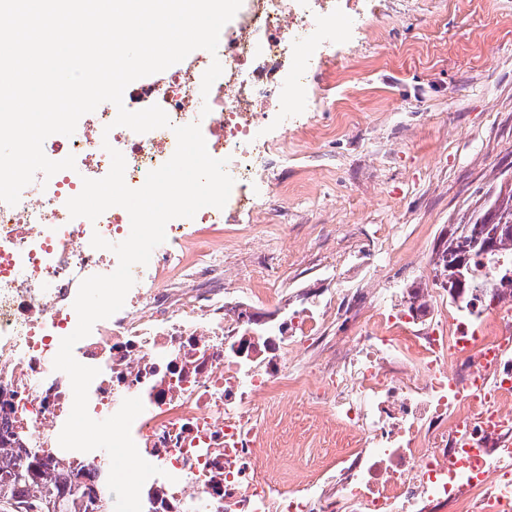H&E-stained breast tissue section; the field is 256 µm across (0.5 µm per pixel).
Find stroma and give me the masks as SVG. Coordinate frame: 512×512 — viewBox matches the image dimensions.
<instances>
[{"mask_svg": "<svg viewBox=\"0 0 512 512\" xmlns=\"http://www.w3.org/2000/svg\"><path fill=\"white\" fill-rule=\"evenodd\" d=\"M377 16L363 36L350 18L323 33L318 110L260 175L281 194L207 231L225 286L263 296L255 270L268 260L281 288L363 300L431 287L437 242L512 180V0H377ZM376 224L396 225L397 240L370 237ZM395 244L407 264L382 273ZM271 425L278 479L294 481L300 458L330 467L335 431Z\"/></svg>", "mask_w": 512, "mask_h": 512, "instance_id": "obj_1", "label": "stroma"}]
</instances>
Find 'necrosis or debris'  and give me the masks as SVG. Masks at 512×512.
<instances>
[{"label":"necrosis or debris","instance_id":"necrosis-or-debris-1","mask_svg":"<svg viewBox=\"0 0 512 512\" xmlns=\"http://www.w3.org/2000/svg\"><path fill=\"white\" fill-rule=\"evenodd\" d=\"M347 15L369 18L358 0H242L237 34L216 53L126 90L128 110L159 106L169 126L112 127L116 107L107 102L80 118L82 135L46 138L45 155L74 156L75 169L36 175L18 204L0 202V429L30 456L106 487V451L58 442L73 392L53 360L77 325L81 281L118 266L112 251L92 247L93 235L126 240L130 216L114 206L94 221L74 219L66 202L83 179L107 175L112 148L137 188L171 158L174 127L197 122L235 180L225 207L201 208L189 224L170 220L148 264L133 267L123 308L73 348L78 362L100 370L89 387L94 420L124 399L143 402L131 437L162 473L144 483L142 512H447L461 504L512 512V464L492 462L512 451V290L493 301L475 291L453 306L447 294L413 288L400 302L359 309L357 327L312 356L305 339L330 313L351 311L344 297L297 308L278 291L259 302L208 283L224 254L199 240L198 226L223 223L228 210L258 211L257 172L293 134L314 64H289L290 54ZM215 60L223 72L203 117L194 100ZM273 104L282 118L270 141L257 131ZM293 372L351 449L321 478L285 485L273 476L274 434L263 418L295 417L296 398L281 388Z\"/></svg>","mask_w":512,"mask_h":512}]
</instances>
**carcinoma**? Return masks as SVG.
I'll return each instance as SVG.
<instances>
[{
	"label": "carcinoma",
	"instance_id": "1",
	"mask_svg": "<svg viewBox=\"0 0 512 512\" xmlns=\"http://www.w3.org/2000/svg\"><path fill=\"white\" fill-rule=\"evenodd\" d=\"M488 224H512V189L503 197H497L482 217L471 224H459L445 241L444 248L431 259L434 277L442 279L448 268L462 254L470 255V269L463 274L473 288H484L488 276L496 274L499 281L512 284V258L500 261L502 254L512 251V233L501 235L495 252L485 256V262L477 261L480 254L472 243ZM35 483L41 488V498L25 503L18 500L20 488ZM92 491L80 484L63 483L55 469L31 460L17 464L9 456L0 459V512H99L89 508Z\"/></svg>",
	"mask_w": 512,
	"mask_h": 512
}]
</instances>
